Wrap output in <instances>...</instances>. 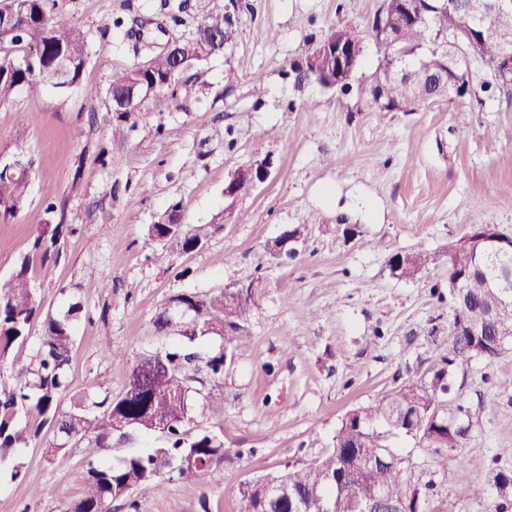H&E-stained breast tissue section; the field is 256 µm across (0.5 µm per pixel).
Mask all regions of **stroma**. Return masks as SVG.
Here are the masks:
<instances>
[{
    "label": "stroma",
    "mask_w": 512,
    "mask_h": 512,
    "mask_svg": "<svg viewBox=\"0 0 512 512\" xmlns=\"http://www.w3.org/2000/svg\"><path fill=\"white\" fill-rule=\"evenodd\" d=\"M381 2L186 0L180 8L175 0H57L87 35L79 84L46 88L34 105L22 95L0 105V156L33 163L24 208L0 217V276L30 257L43 311L82 304L72 391L121 393L130 362L156 346L153 318L170 296L256 277L267 283L251 339L235 347L214 391L223 418L194 415L199 428L223 435V468L170 483L161 495L137 493L136 512H235L241 482L318 460L349 411L428 377L452 333L447 269L405 280L390 257L445 252L475 224L512 234V105L480 107L467 97L374 112L369 91L380 56L369 36L349 91L297 81L295 66L332 26L366 29ZM209 12L235 20L232 47L151 95L125 138L94 122L113 72L150 57L134 49V22L160 45L195 36ZM260 163L269 167L265 181L225 197L232 171ZM50 202L68 230L58 258L45 260L32 245L51 220ZM174 204L184 224L218 225L201 249L165 250L148 237V224ZM294 226L299 256L270 260L266 243ZM102 279L109 289H98ZM108 345L126 363L105 359ZM440 401L447 412L463 405L479 413L460 459L438 472L433 449L405 436L389 443L433 474L461 512H493L501 502L493 477L512 472V343L458 371ZM49 439L42 433L21 449L19 478L10 461L0 462V512H59L80 497L74 474L90 454L115 459L136 449L80 444L52 461ZM478 484L484 496L473 495Z\"/></svg>",
    "instance_id": "35a3bbf8"
}]
</instances>
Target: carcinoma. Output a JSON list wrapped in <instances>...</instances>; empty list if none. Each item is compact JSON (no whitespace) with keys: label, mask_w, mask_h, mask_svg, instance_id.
<instances>
[{"label":"carcinoma","mask_w":512,"mask_h":512,"mask_svg":"<svg viewBox=\"0 0 512 512\" xmlns=\"http://www.w3.org/2000/svg\"><path fill=\"white\" fill-rule=\"evenodd\" d=\"M18 18L10 27L0 28V47L11 53L0 58V103L24 95L35 105L41 88L64 91L79 82L87 59V37L65 14L48 9V0H17ZM382 13L371 22L380 62L392 55V46L379 39ZM494 25L500 40L485 43L479 60L490 65L499 41L512 43V13L499 15ZM394 26L404 47L413 50L448 42V22L428 27L415 25L406 17L395 18ZM341 38L363 52V36L357 29L339 25ZM238 34L236 22L228 15L208 14L196 36L181 41L183 55L191 64L207 60L232 45ZM219 35L216 45L211 36ZM64 58L68 76L53 82L56 62ZM431 74L421 80L400 78L388 85L385 106L376 112H415L430 102L445 99L436 78V61ZM174 67L171 55L159 52L139 67L115 71L106 89V110L102 122L112 127V136L124 135V125L143 104V97L129 101L125 110L112 109V94L133 85L142 90L169 86ZM28 182L0 175V217L16 215L27 200ZM178 205L148 225L147 235L180 252L195 251L207 242L219 224H178L173 218ZM65 226L47 224L35 238L33 248L47 259L59 252L57 243ZM483 245L473 235L451 250L436 254L417 250L396 254L389 260L392 272L412 279L430 265L448 270V288L453 303L454 329L441 346L439 363L428 379L410 380L386 402L358 407L347 414L334 437V448L314 464H290L280 471L288 482L290 500L280 503L253 491L244 482L239 488L237 512H356V504L378 488L392 501L408 503L411 512H460L456 500L436 487L432 478L417 477L413 464L404 458L393 463L396 452L388 443L391 435L404 434L425 448L435 450L436 463L445 468L448 455L464 447L473 424L471 409L458 413L439 409V395L450 387L459 370L475 358L491 359L496 348V322L501 310L496 289L488 286L498 266L512 264L507 257L486 273L460 276ZM29 258L6 278L0 279V358L28 340L32 321L42 314L29 276ZM262 290L247 289L245 297L223 291L217 294L184 292L181 299L194 314L182 319L162 308L153 319L156 336L162 342L142 354L129 370L127 384L116 397L99 398L97 391L71 392L69 364L80 322L81 305L71 302L46 315L44 334L33 361L13 370L11 379L0 381V460L18 448H26L45 429L52 432L48 447L51 459L63 457L79 443L93 448H110L112 441L128 443L140 436L155 435L162 444L131 453L116 462L91 459L74 474L83 486L77 500L64 504L61 512H112V503L127 501L145 490L160 494L174 480L195 482L205 474L224 467V441L216 434L187 426L194 421L195 402L209 414L224 417V400L206 387L224 382V367L234 353L229 347L250 338V314ZM221 340L216 345L214 341ZM68 406H63V402Z\"/></svg>","instance_id":"obj_1"}]
</instances>
